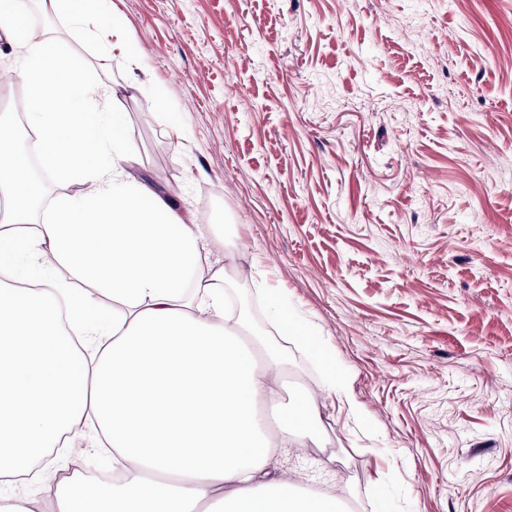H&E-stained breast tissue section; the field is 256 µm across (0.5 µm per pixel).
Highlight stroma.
Listing matches in <instances>:
<instances>
[{"instance_id": "stroma-1", "label": "stroma", "mask_w": 512, "mask_h": 512, "mask_svg": "<svg viewBox=\"0 0 512 512\" xmlns=\"http://www.w3.org/2000/svg\"><path fill=\"white\" fill-rule=\"evenodd\" d=\"M112 7L22 24L112 88L136 172L214 225L250 321L280 289L358 403L327 396L322 448L272 447L269 473L349 512H512V0ZM116 16L145 70L101 65Z\"/></svg>"}]
</instances>
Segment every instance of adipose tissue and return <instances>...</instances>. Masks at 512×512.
Returning a JSON list of instances; mask_svg holds the SVG:
<instances>
[{
  "label": "adipose tissue",
  "instance_id": "adipose-tissue-1",
  "mask_svg": "<svg viewBox=\"0 0 512 512\" xmlns=\"http://www.w3.org/2000/svg\"><path fill=\"white\" fill-rule=\"evenodd\" d=\"M22 49L15 77L45 171L33 175L13 120L0 116V241L24 244L0 263V482L30 477L91 427L120 477L56 482L53 512H342L335 492L263 477L270 427L282 442L318 444L320 396L284 391V345L261 364L243 344L224 269L208 260L209 225L131 176L111 90L47 32ZM73 174L85 189L47 200L45 180ZM74 278L94 289L78 303L66 295ZM266 298L278 335L308 344L329 389L354 406L335 357L279 295Z\"/></svg>",
  "mask_w": 512,
  "mask_h": 512
}]
</instances>
